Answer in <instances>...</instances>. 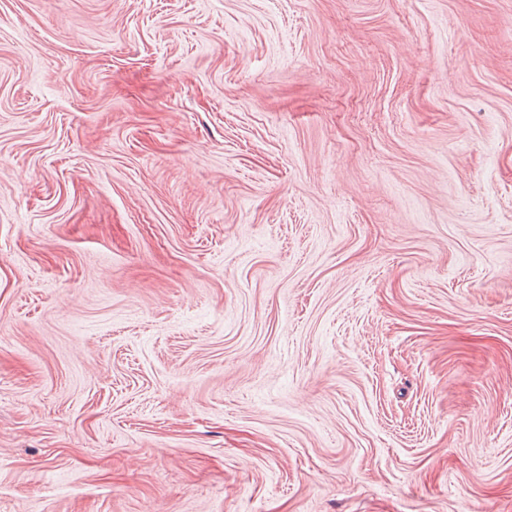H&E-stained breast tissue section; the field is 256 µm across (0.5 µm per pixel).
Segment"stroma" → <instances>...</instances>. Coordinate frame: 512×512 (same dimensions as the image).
Returning a JSON list of instances; mask_svg holds the SVG:
<instances>
[{
  "mask_svg": "<svg viewBox=\"0 0 512 512\" xmlns=\"http://www.w3.org/2000/svg\"><path fill=\"white\" fill-rule=\"evenodd\" d=\"M0 512H512V0H0Z\"/></svg>",
  "mask_w": 512,
  "mask_h": 512,
  "instance_id": "1",
  "label": "stroma"
}]
</instances>
